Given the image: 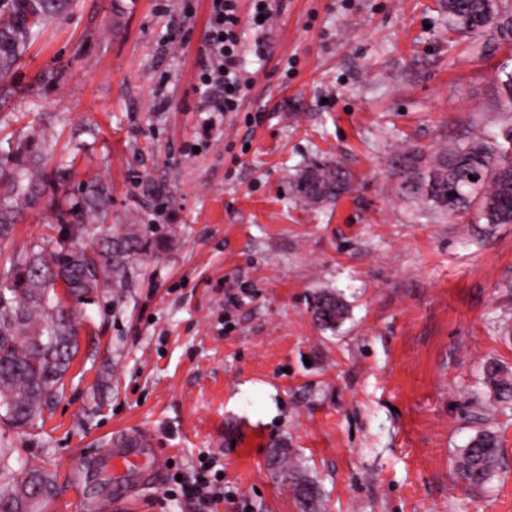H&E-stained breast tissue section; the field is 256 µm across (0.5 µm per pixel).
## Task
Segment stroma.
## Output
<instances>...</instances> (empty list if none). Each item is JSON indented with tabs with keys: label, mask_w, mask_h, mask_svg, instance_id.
<instances>
[{
	"label": "stroma",
	"mask_w": 512,
	"mask_h": 512,
	"mask_svg": "<svg viewBox=\"0 0 512 512\" xmlns=\"http://www.w3.org/2000/svg\"><path fill=\"white\" fill-rule=\"evenodd\" d=\"M282 2L265 57L242 28L235 112L196 79L211 0H73L0 90V147L32 129L56 142L0 255L50 235L95 178L113 223L161 242L121 293L66 303L65 391L11 436L16 466L56 474L47 512H114L80 495L73 462L134 425L164 465L121 512H196L167 479L207 452L219 512H512V400L484 374L512 377V224L429 197L440 153L512 127V31L449 30L441 0ZM329 160L351 192L299 200L296 176ZM328 291L346 307L333 330L313 317ZM486 430L499 464L470 486L457 457Z\"/></svg>",
	"instance_id": "stroma-1"
}]
</instances>
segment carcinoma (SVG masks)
Instances as JSON below:
<instances>
[{"label":"carcinoma","instance_id":"1","mask_svg":"<svg viewBox=\"0 0 512 512\" xmlns=\"http://www.w3.org/2000/svg\"><path fill=\"white\" fill-rule=\"evenodd\" d=\"M69 7L68 0H12L6 21L0 20V80L5 79L46 22ZM450 28L485 29L494 24L507 28V0H444ZM504 143L490 145L483 137L436 160L431 197L450 214L477 207L489 224L512 223V127ZM55 145L44 134L18 139L0 155V240L13 231L18 204L40 193L43 167ZM351 188V174L337 162L319 161L295 180V191L305 203L321 206L334 202ZM111 203L107 183L86 184L80 210L56 214L67 242L45 239L28 251L6 258L0 275V423L17 429L34 427L64 392V376L78 345L75 327L56 294V279L77 298L100 288L122 289L138 258L158 243L141 224L104 223ZM105 230L99 247H79L90 230ZM345 307L332 293L321 294L314 317L324 328L334 329ZM499 443L489 432L479 434L461 450L457 467L470 485L487 482L499 460ZM12 449L0 442V512H20L26 494L40 486L45 494L33 512H44L54 492L50 473L26 469L14 474Z\"/></svg>","mask_w":512,"mask_h":512}]
</instances>
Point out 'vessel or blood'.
<instances>
[{
    "label": "vessel or blood",
    "mask_w": 512,
    "mask_h": 512,
    "mask_svg": "<svg viewBox=\"0 0 512 512\" xmlns=\"http://www.w3.org/2000/svg\"><path fill=\"white\" fill-rule=\"evenodd\" d=\"M100 467L113 474L108 500L122 505L127 502L132 487L153 483L159 460L148 433L131 427L123 432L111 457L103 459Z\"/></svg>",
    "instance_id": "vessel-or-blood-1"
}]
</instances>
